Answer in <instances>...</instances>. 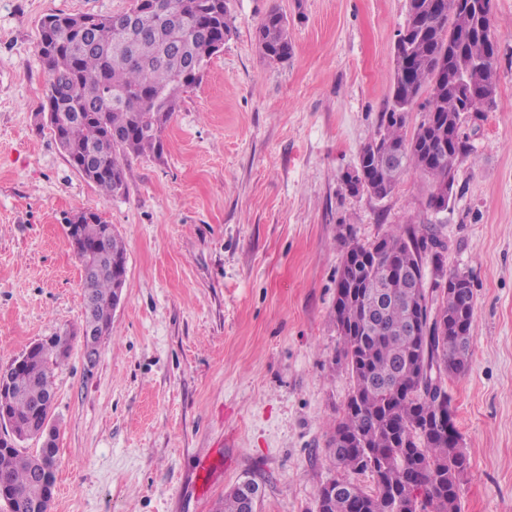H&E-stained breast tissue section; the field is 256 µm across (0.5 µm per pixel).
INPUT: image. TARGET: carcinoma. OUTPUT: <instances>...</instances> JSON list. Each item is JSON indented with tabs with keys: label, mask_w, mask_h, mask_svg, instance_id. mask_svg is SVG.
Wrapping results in <instances>:
<instances>
[{
	"label": "carcinoma",
	"mask_w": 512,
	"mask_h": 512,
	"mask_svg": "<svg viewBox=\"0 0 512 512\" xmlns=\"http://www.w3.org/2000/svg\"><path fill=\"white\" fill-rule=\"evenodd\" d=\"M436 0H415L406 22L411 61L396 63L391 96L358 163L370 168L366 193L384 200L401 175L383 169L376 158L390 151L429 179L427 206L450 201L458 157L471 150L460 134L461 99L448 80L454 67H466L473 90H498L497 69L484 60L491 52L492 17L474 13L452 22L439 14ZM173 11L162 21L154 0H133L143 35L127 45L110 16L54 14L40 24L38 51L46 71L42 111L52 113L50 131L69 164L105 194L128 192L130 157L163 153V134L176 111L179 93L199 83L211 59L228 40L233 21L227 0H168ZM208 30L209 37L197 35ZM262 53L283 62L292 53L286 17L267 13L258 33ZM426 96L425 116L407 133V109ZM455 140L444 153L448 126ZM80 223V261L100 256L105 264L84 289L85 307L97 322L112 326V299L126 278L125 246L98 213L79 211L66 223ZM347 248L337 280L334 317L342 340L337 365L353 386L342 411L329 424V453L346 472L367 474L363 487L343 478L321 485L318 512H459V488L470 468L462 437L448 431L451 398L446 379L470 366V336L454 326H471L475 308L470 278L445 266L447 245L435 224L394 225L371 243L357 240L352 227L340 233ZM403 274L380 288L356 280L348 261L370 267L390 256ZM417 280L420 287H410ZM417 322L420 331L412 330ZM68 348L60 336L38 341L0 371V434L21 441L0 446V476L23 499V512H50L55 474L39 471L41 458L57 459L56 433L42 428L52 412L55 349ZM35 438L41 448L22 451ZM259 485L243 481L224 494L218 512H255Z\"/></svg>",
	"instance_id": "cac0c4a2"
}]
</instances>
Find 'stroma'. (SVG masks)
<instances>
[{"label": "stroma", "mask_w": 512, "mask_h": 512, "mask_svg": "<svg viewBox=\"0 0 512 512\" xmlns=\"http://www.w3.org/2000/svg\"><path fill=\"white\" fill-rule=\"evenodd\" d=\"M130 0H0V370L64 336L51 512H213L251 479L256 512H317L337 477L329 424L351 392L333 319L341 225L371 242L436 224L474 284L471 363L448 393L471 467L460 512H512V0H494L498 107L471 112L446 212L415 171L384 200L344 172L390 93L408 0H228L234 32L183 93L161 157L131 158L128 193L69 164L40 114L41 20L114 15ZM288 18L292 55L256 31ZM99 213L126 244L123 298L87 362L82 266L64 219ZM207 469L209 482L198 472ZM257 37L262 53L269 60L283 62L291 56L292 42L288 22L278 9L267 13L258 29Z\"/></svg>", "instance_id": "1"}]
</instances>
